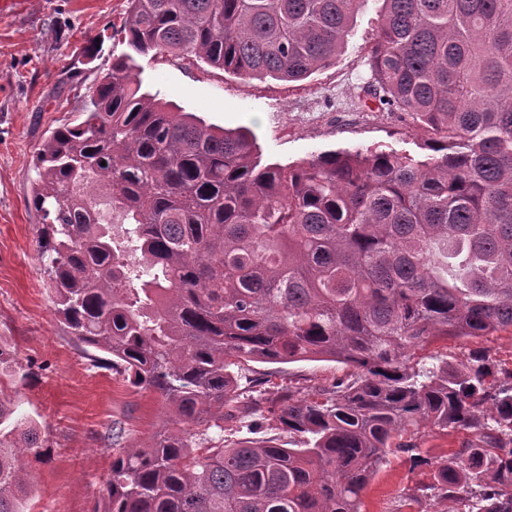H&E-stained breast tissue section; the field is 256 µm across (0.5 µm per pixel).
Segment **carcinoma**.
<instances>
[{
    "label": "carcinoma",
    "instance_id": "1",
    "mask_svg": "<svg viewBox=\"0 0 512 512\" xmlns=\"http://www.w3.org/2000/svg\"><path fill=\"white\" fill-rule=\"evenodd\" d=\"M365 2L127 0L112 37L130 53L41 145L32 203L55 317L168 409L147 444L112 428L93 512H361L396 453L433 465L432 489L469 512H512V372L415 358L512 329V0H382L362 101L424 129L423 159L263 165L250 131L170 111L130 65L171 54L303 80L335 62ZM327 358L348 372L312 398L239 388L243 362ZM263 411L288 445L224 444V420ZM14 414L0 399V512H24L20 458L42 454ZM428 428L468 439L433 463Z\"/></svg>",
    "mask_w": 512,
    "mask_h": 512
}]
</instances>
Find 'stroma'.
Instances as JSON below:
<instances>
[{
    "instance_id": "stroma-1",
    "label": "stroma",
    "mask_w": 512,
    "mask_h": 512,
    "mask_svg": "<svg viewBox=\"0 0 512 512\" xmlns=\"http://www.w3.org/2000/svg\"><path fill=\"white\" fill-rule=\"evenodd\" d=\"M126 8V0H0V344L18 354L17 366L0 374V395L16 404L18 415L34 420L44 451L24 460L30 475L26 512H91L109 473L113 425L124 429L126 444H140L167 418L157 394L132 388L67 336L35 251L36 153L54 128L77 118L89 88L126 52L111 38ZM377 30L378 5L369 0L335 63L300 81L248 79L177 57H135L134 73L174 109L227 129L248 128L266 162L285 165L355 147L416 155V128L360 110ZM90 45L93 58L82 60ZM75 67L78 80H68ZM479 352L512 371L507 331L442 338L419 355L461 365ZM345 372L335 361L252 362L244 376L264 378L267 392L287 388L303 399ZM430 482V466L389 456L367 485L362 508L456 512L451 500H411L412 490Z\"/></svg>"
}]
</instances>
